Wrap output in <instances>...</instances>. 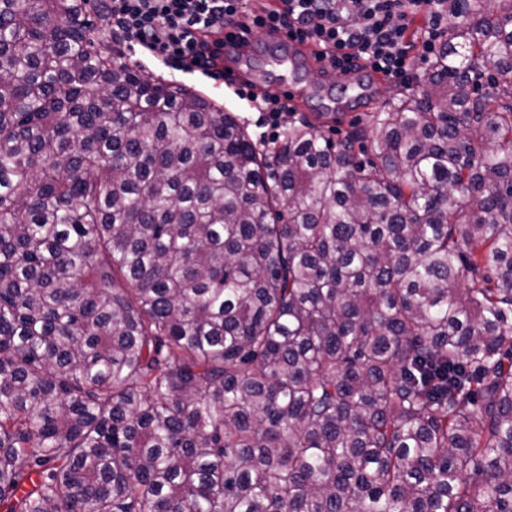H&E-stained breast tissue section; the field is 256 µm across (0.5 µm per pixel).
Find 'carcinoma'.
I'll list each match as a JSON object with an SVG mask.
<instances>
[{"label": "carcinoma", "instance_id": "1", "mask_svg": "<svg viewBox=\"0 0 512 512\" xmlns=\"http://www.w3.org/2000/svg\"><path fill=\"white\" fill-rule=\"evenodd\" d=\"M332 141L0 0L3 512H512V0Z\"/></svg>", "mask_w": 512, "mask_h": 512}]
</instances>
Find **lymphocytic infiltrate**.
<instances>
[{
	"mask_svg": "<svg viewBox=\"0 0 512 512\" xmlns=\"http://www.w3.org/2000/svg\"><path fill=\"white\" fill-rule=\"evenodd\" d=\"M247 0H112V24L127 48L138 49L166 68L224 77L218 36L225 28L285 30L314 46L332 70H371L411 85L415 72L410 28L419 11L430 16L419 42L434 55L448 22L442 0H279L257 12Z\"/></svg>",
	"mask_w": 512,
	"mask_h": 512,
	"instance_id": "lymphocytic-infiltrate-1",
	"label": "lymphocytic infiltrate"
}]
</instances>
